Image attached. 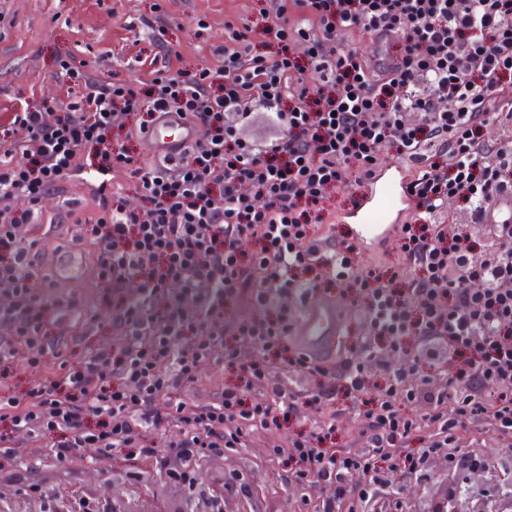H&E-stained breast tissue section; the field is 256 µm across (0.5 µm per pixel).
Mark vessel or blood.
<instances>
[{"label":"vessel or blood","mask_w":512,"mask_h":512,"mask_svg":"<svg viewBox=\"0 0 512 512\" xmlns=\"http://www.w3.org/2000/svg\"><path fill=\"white\" fill-rule=\"evenodd\" d=\"M151 145L161 154L178 155L198 137V130L176 114L163 116L148 129ZM410 173L397 165L377 171L375 177L359 193L356 207L341 214L340 220L356 227L358 242L373 247L387 241L396 224L402 223L410 200L406 191ZM487 224L512 223V192L498 197L483 217ZM80 273V259L71 247L58 253L55 274L71 279ZM344 324L341 306L332 300L309 301L297 319L295 335L299 343L316 356L331 353Z\"/></svg>","instance_id":"vessel-or-blood-1"}]
</instances>
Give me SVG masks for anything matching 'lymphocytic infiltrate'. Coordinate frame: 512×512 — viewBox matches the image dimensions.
<instances>
[{"label": "lymphocytic infiltrate", "mask_w": 512, "mask_h": 512, "mask_svg": "<svg viewBox=\"0 0 512 512\" xmlns=\"http://www.w3.org/2000/svg\"><path fill=\"white\" fill-rule=\"evenodd\" d=\"M258 13L270 53L234 29L220 49L222 67L156 70L145 93L91 77L69 54L60 67L80 88L78 99L28 103L0 123V327L12 336L0 344L1 379L18 346L46 343L44 300L22 273L36 243L20 235L42 197L90 165L124 170L140 200L129 207L100 183L98 212L82 226L94 275L112 289L123 347L62 362L22 393L0 396V460L14 458L10 436L23 432L57 436L53 459L61 467L86 448L103 456L134 448L160 463L146 432L174 425L182 437L172 451L193 467L279 428L304 404L324 417L291 439L290 479L330 486L317 512H336L385 486L379 461L392 460L418 429L431 428L434 439L412 458L416 471L431 455L454 451L468 422L488 418L512 435V224L495 225L477 261L463 231L435 221L452 199L480 218L512 188V146L479 137L486 121L512 123V107H489L512 84V0H260ZM344 36L392 39L395 64L375 70L356 51L339 52ZM164 112L204 134L174 166L148 167L125 142ZM260 115L279 130L267 142L242 135ZM384 144L416 169L408 192L418 218L395 230L405 278L356 267L353 245L319 233L328 194L368 183ZM345 280L367 304L383 347L409 357L368 403L361 431L368 447L359 453L330 445V390L303 396L269 379L279 367L333 377L291 346L292 303ZM175 283L181 292L173 296ZM244 297L256 315L225 330V308ZM413 337L448 339L461 357L457 377L438 388L420 374ZM246 345L262 357L240 362ZM218 355L233 382L202 405L170 399L195 382L201 361ZM256 385L263 397L249 398ZM486 385L494 397L483 395ZM419 405L424 413L413 414ZM353 471L364 474L362 485L347 484Z\"/></svg>", "instance_id": "obj_1"}]
</instances>
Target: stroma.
<instances>
[{
	"mask_svg": "<svg viewBox=\"0 0 512 512\" xmlns=\"http://www.w3.org/2000/svg\"><path fill=\"white\" fill-rule=\"evenodd\" d=\"M229 23L249 26L254 44L265 39L255 0H0V118L33 96L66 100L69 82L57 63L65 52L83 60L93 76L112 71L139 86L150 79L152 58L169 59L175 71L219 68L224 58L216 49L223 46ZM41 206L32 233L39 245L30 273L48 304L75 303L71 320L47 329L48 343L75 362L101 343L120 340L112 324L110 288L90 274L57 284L50 275L61 246L90 248L79 222L95 216L97 201L93 188L76 176L62 190L47 194ZM328 294L343 299L346 310L338 361L363 353L370 381L377 385L385 380V367L405 365L408 357L376 349L366 305L348 299L346 284H336ZM411 355L438 385L453 376L458 360L455 350L437 339L413 348ZM232 379L223 358L207 359L198 367L196 383L180 390L178 397L205 403ZM333 399L340 412L337 447L365 448L359 436L364 425L361 401L339 390ZM320 418L316 409L302 408L280 429L251 435L246 447L204 458L192 470L198 484L194 490L158 474L154 461L133 448L114 450L108 457L88 448L61 469L51 462V439L32 442L20 434L18 456L0 471V512H313L326 488L290 483V461L270 451L287 447ZM457 444L472 457L474 470L456 468L442 453L429 457L419 474L402 463L387 472L383 492L367 503L345 501L341 512H434L446 495L465 484L473 486L477 497L459 500L461 512L472 507L494 512L512 494V439L479 421L460 430Z\"/></svg>",
	"mask_w": 512,
	"mask_h": 512,
	"instance_id": "1",
	"label": "stroma"
}]
</instances>
